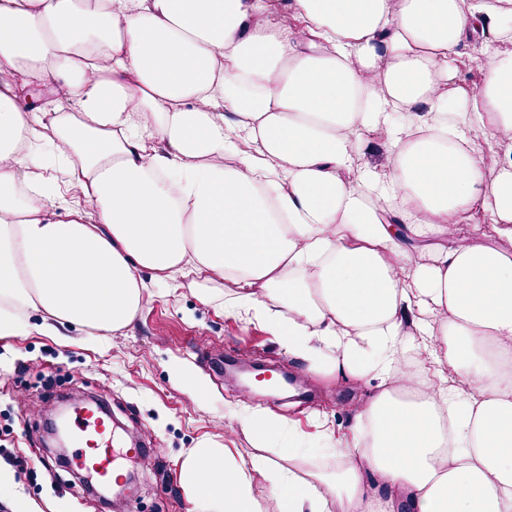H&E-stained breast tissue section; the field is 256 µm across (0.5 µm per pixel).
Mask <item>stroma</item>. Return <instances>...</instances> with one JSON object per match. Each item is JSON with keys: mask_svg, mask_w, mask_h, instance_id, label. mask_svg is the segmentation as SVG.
<instances>
[{"mask_svg": "<svg viewBox=\"0 0 512 512\" xmlns=\"http://www.w3.org/2000/svg\"><path fill=\"white\" fill-rule=\"evenodd\" d=\"M141 276L148 285L142 308L120 332L91 336L80 327H49L43 312L28 309L26 331L0 337V455H18L32 465L12 470L11 485L0 491V512H112L83 489L81 473L39 464L52 454L44 417L64 395L102 399L123 434L151 448L148 458L131 465L139 488L126 512H193L178 471L187 450L205 440L301 473L333 469V461L320 456L284 455L290 438L262 447L228 412L261 408L286 422L291 437L307 443L338 439L349 436L355 412L375 394V385L310 371L288 354L263 317L225 313L223 289H214L204 303L189 286L156 281L149 270ZM225 357L287 368L312 398L303 403L266 390L243 392L213 371V362ZM189 374L204 380L205 391L186 382Z\"/></svg>", "mask_w": 512, "mask_h": 512, "instance_id": "1", "label": "stroma"}]
</instances>
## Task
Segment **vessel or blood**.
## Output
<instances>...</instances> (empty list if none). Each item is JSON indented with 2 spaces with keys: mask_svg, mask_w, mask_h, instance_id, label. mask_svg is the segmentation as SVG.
Wrapping results in <instances>:
<instances>
[{
  "mask_svg": "<svg viewBox=\"0 0 512 512\" xmlns=\"http://www.w3.org/2000/svg\"><path fill=\"white\" fill-rule=\"evenodd\" d=\"M72 431L75 448L70 458L71 468L102 484L116 481L120 460L141 459L146 455L138 442L117 439L111 417L95 404L76 413Z\"/></svg>",
  "mask_w": 512,
  "mask_h": 512,
  "instance_id": "vessel-or-blood-1",
  "label": "vessel or blood"
}]
</instances>
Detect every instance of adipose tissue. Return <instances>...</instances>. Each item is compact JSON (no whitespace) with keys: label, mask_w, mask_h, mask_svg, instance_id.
Here are the masks:
<instances>
[{"label":"adipose tissue","mask_w":512,"mask_h":512,"mask_svg":"<svg viewBox=\"0 0 512 512\" xmlns=\"http://www.w3.org/2000/svg\"><path fill=\"white\" fill-rule=\"evenodd\" d=\"M292 8L0 0V337L26 308L119 331L145 269L223 283L225 313L377 392L324 441L331 476L190 449L196 512H264L258 470L282 512H512V0ZM59 77L73 110L49 138L19 87ZM368 134L380 162L359 157ZM55 166L93 222L51 200L35 172ZM475 218L496 241L460 239Z\"/></svg>","instance_id":"1"}]
</instances>
